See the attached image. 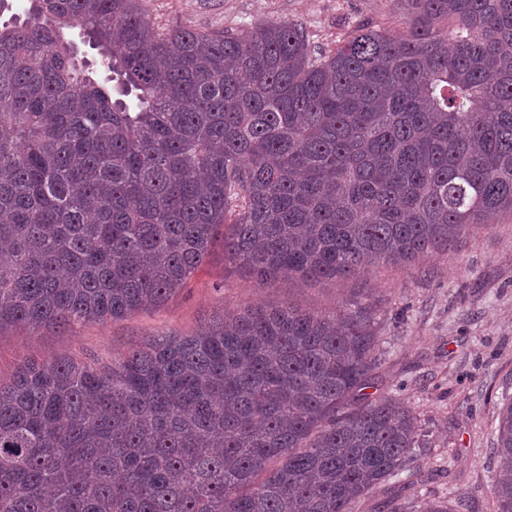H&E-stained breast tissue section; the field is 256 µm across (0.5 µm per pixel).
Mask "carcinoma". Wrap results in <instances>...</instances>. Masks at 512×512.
Instances as JSON below:
<instances>
[{
    "mask_svg": "<svg viewBox=\"0 0 512 512\" xmlns=\"http://www.w3.org/2000/svg\"><path fill=\"white\" fill-rule=\"evenodd\" d=\"M326 52L293 21L158 25L143 0L0 24V328L121 320L218 241L264 283L445 255L512 212V0H406ZM100 51L99 75L69 32ZM370 293L223 311L112 362L0 382V512H354L419 447L374 396ZM512 512V402L495 430Z\"/></svg>",
    "mask_w": 512,
    "mask_h": 512,
    "instance_id": "1",
    "label": "carcinoma"
}]
</instances>
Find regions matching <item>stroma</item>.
I'll list each match as a JSON object with an SVG mask.
<instances>
[{
	"label": "stroma",
	"mask_w": 512,
	"mask_h": 512,
	"mask_svg": "<svg viewBox=\"0 0 512 512\" xmlns=\"http://www.w3.org/2000/svg\"><path fill=\"white\" fill-rule=\"evenodd\" d=\"M158 23L237 32L263 21L292 20L312 44L335 48L362 24L397 29L401 0H145ZM378 300V392L400 391L414 408L421 449L396 478L362 498L356 512H423L457 489L461 512H495L498 458L492 432L512 399V213L473 226L447 256L416 267L379 264L362 276L308 286L278 278L260 283L224 263L215 245L187 286L164 305L124 319L68 328L0 329V379L25 358L62 355L108 360L161 333L189 334L216 313L290 301L314 312L338 309L359 289Z\"/></svg>",
	"instance_id": "obj_1"
}]
</instances>
